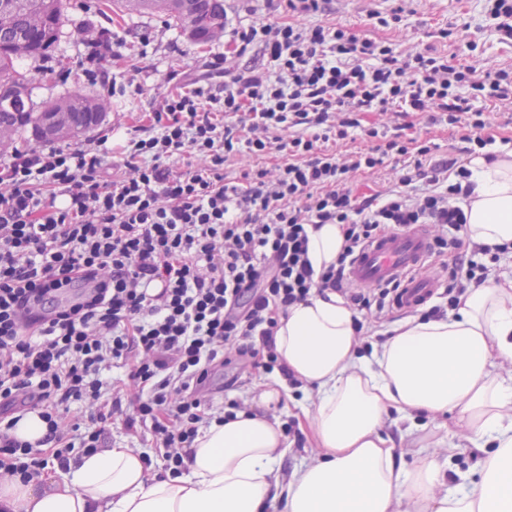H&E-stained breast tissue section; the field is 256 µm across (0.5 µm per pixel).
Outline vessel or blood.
Wrapping results in <instances>:
<instances>
[{
    "label": "vessel or blood",
    "mask_w": 512,
    "mask_h": 512,
    "mask_svg": "<svg viewBox=\"0 0 512 512\" xmlns=\"http://www.w3.org/2000/svg\"><path fill=\"white\" fill-rule=\"evenodd\" d=\"M430 249V236L421 225L402 233L384 234L360 251L349 276L361 288L402 281L398 306L409 309L428 299L439 286L436 277L420 272Z\"/></svg>",
    "instance_id": "obj_1"
}]
</instances>
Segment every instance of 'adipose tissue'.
I'll return each mask as SVG.
<instances>
[{"label":"adipose tissue","instance_id":"ef3b65f1","mask_svg":"<svg viewBox=\"0 0 512 512\" xmlns=\"http://www.w3.org/2000/svg\"><path fill=\"white\" fill-rule=\"evenodd\" d=\"M473 191L465 205L467 235L486 246L512 243V152L469 164ZM340 225L309 231L315 271L335 263ZM346 302L329 291L289 308L278 319L276 351L317 401L304 417L322 450L278 472L287 452L283 430L264 410L288 398L286 382L263 384L258 412L211 422L199 430L185 472L153 473L146 458L123 445L53 466L38 478L0 482V512H512V374L497 371L512 358V279L467 288L441 320L395 322L392 334L361 354ZM456 414L483 453L476 481L449 486L454 457H426L413 467L395 448L419 417ZM398 415V437L385 419Z\"/></svg>","mask_w":512,"mask_h":512}]
</instances>
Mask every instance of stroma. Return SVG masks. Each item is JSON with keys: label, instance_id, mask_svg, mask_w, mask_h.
I'll list each match as a JSON object with an SVG mask.
<instances>
[{"label": "stroma", "instance_id": "stroma-1", "mask_svg": "<svg viewBox=\"0 0 512 512\" xmlns=\"http://www.w3.org/2000/svg\"><path fill=\"white\" fill-rule=\"evenodd\" d=\"M94 0H67L63 20V34L51 51L53 69H43L41 61L21 59L26 70L40 71L41 77L33 86L35 104L74 92L96 93L106 98L108 109L97 127L87 132V139H95L116 126L132 127L142 124L145 112L151 111L166 95L169 87L164 82L170 71L198 72L201 63L212 52L221 50L223 41L204 45L189 43L180 32L157 17L119 18L113 13H100ZM389 0H331L323 23L343 25L355 33L377 39H389L401 49L433 47L438 51L456 53L458 62L476 58L486 68L495 69L512 64V40H505L487 26L483 0H407V15L394 29L375 27L368 18L370 9H390ZM268 23L284 22L288 13L282 0H224L226 28L250 25L255 20ZM101 25L112 26L126 40L120 57L110 60L106 68L116 81L108 88L87 76L82 65L86 30ZM453 31L449 40H442L438 32L443 28ZM149 37L150 46H142V37ZM414 135L437 143L440 159H466L465 144L458 129L446 124H430L425 116L409 118ZM266 375L256 369L252 373H237L234 366L217 370L209 393L215 406L232 401L253 408V399L260 381ZM469 429L458 419L448 416L442 420L421 419L420 427L408 438L397 455L405 466H414L421 458L434 455L445 457L449 447H456L461 469L478 471L482 455L471 449Z\"/></svg>", "mask_w": 512, "mask_h": 512}]
</instances>
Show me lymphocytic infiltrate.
<instances>
[{"mask_svg":"<svg viewBox=\"0 0 512 512\" xmlns=\"http://www.w3.org/2000/svg\"><path fill=\"white\" fill-rule=\"evenodd\" d=\"M327 2L286 0L288 21L232 29L205 78L168 73L173 92L118 143L103 136L0 158L1 471L30 480L49 463L66 466L74 449L100 448L103 422L122 410L107 373L123 367L140 391L127 430L147 432L165 468L181 472L213 418L204 391L216 364L233 355L287 375L274 335L290 306L330 290L377 319L394 307L398 284L350 282L370 240L434 224L456 232L434 238L438 251L465 244L470 170L453 160L424 169L437 146L407 135L400 119L443 113L479 154L496 139L471 102L512 104V68L485 71L315 22ZM249 53L259 63L239 65ZM364 112L398 122L365 127ZM357 134L371 148L332 151ZM275 151L284 163L226 179L228 157ZM111 155L117 168L105 164ZM187 155L195 166L176 168ZM390 156L406 160L398 188L357 199L351 174ZM312 224L341 225L344 235L319 273L308 258ZM474 252L453 269L448 304L465 284L485 282L483 258L498 254L479 244ZM75 404L96 425L74 422ZM31 411L47 428L37 446L10 435Z\"/></svg>","mask_w":512,"mask_h":512,"instance_id":"f902f5d3","label":"lymphocytic infiltrate"}]
</instances>
